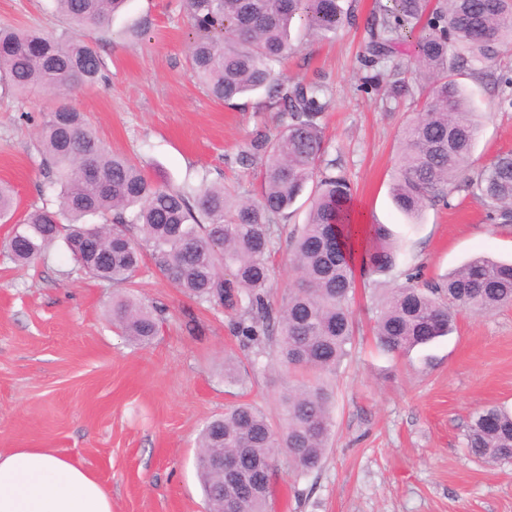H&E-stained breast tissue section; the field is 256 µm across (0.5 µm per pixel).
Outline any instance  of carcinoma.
Here are the masks:
<instances>
[{
  "label": "carcinoma",
  "mask_w": 512,
  "mask_h": 512,
  "mask_svg": "<svg viewBox=\"0 0 512 512\" xmlns=\"http://www.w3.org/2000/svg\"><path fill=\"white\" fill-rule=\"evenodd\" d=\"M53 2L79 28L107 26L125 0ZM390 2L372 15L366 61L372 67L385 63L396 46L416 38L418 66L428 77L419 92L429 96L402 132L391 189L395 207L416 218L462 183L493 219L511 224L512 153L472 169L481 125L459 78L502 81L489 65L512 47V0ZM183 9L195 30L190 67L209 96L228 103L262 91L277 114L276 132L256 129L237 155L246 170L261 166L259 197L243 198L221 184L205 185L191 198L160 184L109 150L86 115L64 104L46 115L38 138L59 205L28 211L12 225L5 247L13 262L30 266L62 239L79 269L119 288L132 283L147 258L199 305L235 312L233 333L255 356L276 346V359L288 373L281 431L262 409L235 404L202 428L197 454L207 512H267L276 449H288L299 477L321 467L332 431V394L320 379L352 344L355 261L363 273L384 272L395 262L397 243L385 225L351 218V183L336 161L324 160L320 118L329 106L328 87L318 80H282L275 72L297 51L290 40L295 20L326 35L352 25L353 12L341 0H184ZM423 19L426 27L416 37L415 25ZM104 69L97 45L74 30L47 36L0 27V78L21 96L67 95L101 79ZM389 76L386 99L415 97L399 67ZM87 164L96 172L92 180L81 175ZM307 189V221L289 236L299 283L274 310L269 256L279 222ZM15 209L13 189L1 183L0 221H10ZM505 306H512V262L477 255L441 284L392 291L375 335L385 352L404 354L447 335L459 312ZM162 322L133 295L112 297V324L132 343L151 342ZM463 444L476 458L512 462V412L496 406L476 411ZM223 457L239 460L244 476L257 479L232 507L226 476L213 464Z\"/></svg>",
  "instance_id": "carcinoma-1"
}]
</instances>
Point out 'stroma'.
<instances>
[{
	"mask_svg": "<svg viewBox=\"0 0 512 512\" xmlns=\"http://www.w3.org/2000/svg\"><path fill=\"white\" fill-rule=\"evenodd\" d=\"M348 2L358 25L324 38L294 28L299 50L276 71L330 87L325 157L346 174L363 220L391 228L400 248L390 271L356 276L355 339L325 378L333 435L321 469L296 476L279 453L268 509L512 512V463H485L463 447L476 410H512V307L460 313L448 336L405 356L380 352L372 334L384 296L409 274L436 280L481 253L512 260V224L492 222L463 186L415 220L395 208L399 133L420 106H384L383 86L366 82L362 22L388 0ZM65 25L52 0H0V26L57 33ZM84 35L98 44L105 78L61 101L86 112L108 148L191 194L222 184L258 196V170L236 158L256 128L275 129V114L263 94L226 105L193 77L194 31L181 0H127L108 29ZM496 68L505 82L463 80L482 124L478 167L512 151V52ZM61 101L0 87V181L16 192V218L58 204L37 130ZM9 230L0 225V451L51 448L80 462L111 493L112 512H206L195 465L201 429L236 402L279 423L285 371L266 355L247 367L243 387L228 386L225 360L246 355L230 313L198 305L149 264L133 292L164 322L150 345L129 342L110 321L112 285L79 271L60 241L34 266H17L3 247Z\"/></svg>",
	"mask_w": 512,
	"mask_h": 512,
	"instance_id": "obj_1",
	"label": "stroma"
}]
</instances>
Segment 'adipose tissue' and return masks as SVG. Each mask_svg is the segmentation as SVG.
Wrapping results in <instances>:
<instances>
[{
	"label": "adipose tissue",
	"instance_id": "adipose-tissue-1",
	"mask_svg": "<svg viewBox=\"0 0 512 512\" xmlns=\"http://www.w3.org/2000/svg\"><path fill=\"white\" fill-rule=\"evenodd\" d=\"M0 512H112V496L79 462L50 448L0 452Z\"/></svg>",
	"mask_w": 512,
	"mask_h": 512
}]
</instances>
